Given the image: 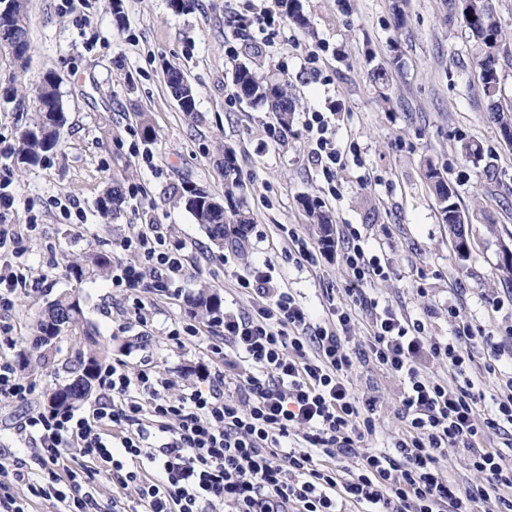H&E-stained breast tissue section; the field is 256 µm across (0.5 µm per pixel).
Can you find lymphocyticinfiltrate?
Segmentation results:
<instances>
[{
    "instance_id": "f902f5d3",
    "label": "lymphocytic infiltrate",
    "mask_w": 512,
    "mask_h": 512,
    "mask_svg": "<svg viewBox=\"0 0 512 512\" xmlns=\"http://www.w3.org/2000/svg\"><path fill=\"white\" fill-rule=\"evenodd\" d=\"M341 238L349 278L345 299L331 303L327 325L311 324L294 296L253 270L244 287L263 298L254 314H224L225 370L204 373L172 395L171 379L144 370L130 376L123 364L99 372L101 393L88 410L30 413L23 429L35 442L38 476L22 465L0 469V512H26L10 495L24 485L28 501L53 500L62 512H99L88 490L94 476L111 474L120 489H134L140 512H512V465L490 436L512 425L509 394L485 416H477L472 381L455 388L430 381L422 357L461 371V343L485 340L484 328L455 322L448 340L429 338L425 324L367 299L366 288L389 271L369 254L353 225ZM138 256L121 266L116 285L168 288L183 269L180 247L168 246L161 225H143L120 240ZM23 251L13 225L0 224V310L24 284L13 258ZM368 318L366 357L402 377L399 411L403 437L388 449L371 447L378 402L357 396L345 382L357 356L346 336L358 313ZM238 369L242 391L225 392L229 369ZM463 452L484 486L460 489L440 474L449 450ZM354 469L341 475L338 461Z\"/></svg>"
}]
</instances>
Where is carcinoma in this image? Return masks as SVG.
I'll return each instance as SVG.
<instances>
[{"label":"carcinoma","mask_w":512,"mask_h":512,"mask_svg":"<svg viewBox=\"0 0 512 512\" xmlns=\"http://www.w3.org/2000/svg\"><path fill=\"white\" fill-rule=\"evenodd\" d=\"M288 18L300 29L310 27L299 0H280ZM459 12L463 27L470 33L476 45V63L480 71L481 91L489 104L491 118L500 132L512 130V105L502 103V87L498 73V50L503 41V32L495 14L492 0H459ZM21 40L20 48L11 52L14 62L25 67L31 50L27 0H11L8 15L0 19V48L10 49L13 42ZM166 82L171 93L181 100L180 109L192 119L196 112V92L185 82L182 72L174 67L166 69ZM40 109L35 118L21 131L18 141V161L24 165H36L46 153L59 146L60 129L66 122L63 102L59 93L58 78L47 73L39 83ZM236 97L261 104L272 112L281 131L290 128L296 112L295 101L288 87V80L270 71L259 74L249 66L241 64L234 76ZM224 177V202L235 204L229 211L215 204L216 197L197 186H189L179 196L185 209L219 249L226 248L242 252L246 249L248 232L252 224L251 213L243 199L233 152H224L222 163ZM426 177L435 193L440 214L448 224L451 237L458 235L460 219L470 220L456 200V193L444 175L426 162ZM121 197L120 188L113 185L103 190L98 205L103 215L116 211ZM303 205L316 226V235L323 247L333 244V219L317 200L306 198ZM112 267L110 258L100 253H88L72 259L67 265L68 273L77 281L86 276L103 275ZM222 305L219 292L207 283H200L197 292L189 299V313L193 317H207L217 313ZM64 332H78L83 336V351L76 359L66 364L70 379L58 385L48 396L49 403L63 408H73L90 399L96 389L98 373L109 350L99 340L96 332L84 325V313L78 295L64 293L51 301L37 319V336L31 345L20 351V368L31 366L46 368L53 358L52 341Z\"/></svg>","instance_id":"carcinoma-1"}]
</instances>
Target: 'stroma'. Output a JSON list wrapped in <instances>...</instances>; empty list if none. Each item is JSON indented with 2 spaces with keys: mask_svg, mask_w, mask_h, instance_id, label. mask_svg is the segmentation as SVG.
Wrapping results in <instances>:
<instances>
[{
  "mask_svg": "<svg viewBox=\"0 0 512 512\" xmlns=\"http://www.w3.org/2000/svg\"><path fill=\"white\" fill-rule=\"evenodd\" d=\"M457 3L408 0L399 27L395 0H300L311 22L305 32L278 0H192L180 13L169 0H123L120 29L112 0H29L27 68L0 50V183L16 196L5 221L24 238L15 266L27 281L0 322L16 342L32 340L39 311L75 290L87 322L129 374L149 365L175 385L195 381L197 370L221 367L211 352L221 328L207 317L198 320L195 337L179 343L170 333L189 321L187 298L199 280L216 286L226 309L251 314L260 300L241 280L253 264L264 263L273 283L288 288L315 319H327L326 291L344 285L348 271L341 242L318 245L301 204L307 196L321 202L336 225H354L391 267L389 279L367 291L379 305L424 319L429 336L442 341L451 332L452 309L459 320L489 332L461 374L451 375L435 360L424 368L428 378L452 387L474 381L482 394L477 411L486 413L506 396L512 373V281L500 270L503 247H512V145L489 117ZM493 7L505 35L498 71L504 99L512 102V0H493ZM241 64L279 70L288 80L296 101L288 134L275 132L271 112L235 96L233 74ZM170 66L195 88L198 119L185 116L169 92ZM377 67L388 73L386 104L371 76ZM48 72L59 79L67 118L61 147L23 166L18 136L35 115V87ZM143 112L154 140L140 135ZM315 112L323 114L346 158L334 175L312 157L315 143L305 126ZM464 138L482 145L496 180L479 182L460 152ZM228 150L253 217L244 257L219 251L177 201L188 181L223 196L218 163ZM427 158L472 217L468 258L458 256L441 221L424 175ZM114 183L123 199L106 218L98 200ZM147 222L164 225L171 243L186 246L170 291L116 287L108 276L79 283L69 277L68 260L90 251L108 253L116 266L126 262L117 242ZM294 233L312 244L315 263H295ZM138 298L148 313L143 323L133 315ZM348 342L361 360L347 384L377 398L381 418L373 445L390 447L405 431L398 411L404 382L364 359L365 318L352 325ZM81 347L79 336L62 334L54 367L27 375L35 386L28 403L0 400V448L11 449L16 460L30 456L17 432L22 416L47 408L49 390L63 383L64 366ZM495 350L501 358L491 372L487 363Z\"/></svg>",
  "mask_w": 512,
  "mask_h": 512,
  "instance_id": "35a3bbf8",
  "label": "stroma"
}]
</instances>
